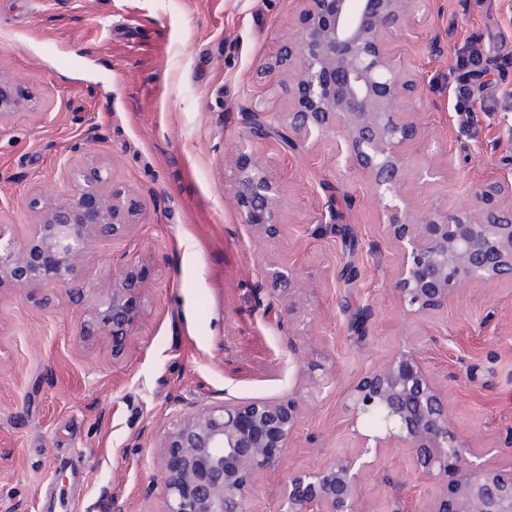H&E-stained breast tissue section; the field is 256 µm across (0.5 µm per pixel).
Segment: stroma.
<instances>
[{"mask_svg": "<svg viewBox=\"0 0 512 512\" xmlns=\"http://www.w3.org/2000/svg\"><path fill=\"white\" fill-rule=\"evenodd\" d=\"M299 14V0H0V70L40 102L0 133V228L24 236L32 191L62 194L69 163L103 158L147 218L89 244L90 295L130 264L149 291L116 359L108 337L81 335L85 307L65 288H0V512H162L159 444L184 412L291 396L301 425L248 494L250 512H277L290 472L356 452L346 390L401 349L448 389L456 431L488 466L512 464V282L409 314L371 183L337 168L331 140L293 151L247 137L253 100L291 105L287 74L266 68ZM467 43L481 53L472 72L456 62ZM391 47L425 82L416 117L432 145L410 142L400 177L414 209L512 181V0H434ZM246 139L282 186L272 240L241 224L232 194ZM272 265L293 283L267 280ZM349 265L357 279L339 278ZM432 494L399 450L362 481L368 512H426Z\"/></svg>", "mask_w": 512, "mask_h": 512, "instance_id": "1", "label": "stroma"}]
</instances>
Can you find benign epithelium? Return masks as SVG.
<instances>
[{"label": "benign epithelium", "mask_w": 512, "mask_h": 512, "mask_svg": "<svg viewBox=\"0 0 512 512\" xmlns=\"http://www.w3.org/2000/svg\"><path fill=\"white\" fill-rule=\"evenodd\" d=\"M303 24L270 69L288 73L292 106L277 120L288 125L290 146L334 139L336 158L351 174L369 178L389 213L385 233L398 254L393 290L407 312L437 315L467 283L512 280V183L486 182L475 203L452 211L417 213L399 192L405 145L419 135L408 103L419 81L389 45L421 0H300ZM38 105L0 70V125ZM231 186L241 223L258 235L280 234L281 189L274 174L241 150L230 160ZM28 235L0 230V287L65 286L85 298L81 268L93 240L123 238L146 211L134 189L117 185L100 159L70 167L60 196L34 192ZM146 285L130 266L112 293L92 301L87 336L112 339L123 353L139 324ZM359 450L313 471L288 475L279 512H364L361 479L368 457L383 448L405 452L411 470L436 491L429 512H512V469L484 467L467 439L451 427L448 391L435 383L410 350L372 368L348 391ZM302 420L298 402L251 399L185 412L160 443L163 512H247L245 497L257 475L278 466ZM375 442L370 446L369 442Z\"/></svg>", "instance_id": "7a95c632"}]
</instances>
